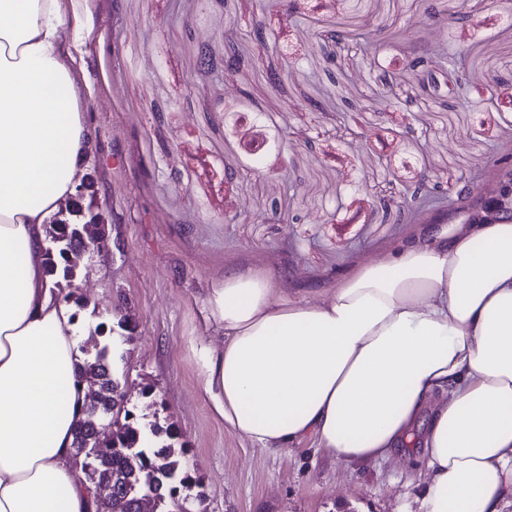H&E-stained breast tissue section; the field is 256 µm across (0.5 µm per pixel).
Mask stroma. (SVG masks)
Segmentation results:
<instances>
[{
    "instance_id": "1",
    "label": "stroma",
    "mask_w": 512,
    "mask_h": 512,
    "mask_svg": "<svg viewBox=\"0 0 512 512\" xmlns=\"http://www.w3.org/2000/svg\"><path fill=\"white\" fill-rule=\"evenodd\" d=\"M60 0L78 11L69 61L85 105L96 200L120 246L79 281L78 344L131 311L117 371L145 423L167 427L206 512H415L422 448L342 467L307 437L279 453L225 429L195 354L219 346L202 306L229 275L294 299L420 239L426 217L512 163V0ZM442 29L458 51L434 97L407 70ZM254 106L224 126V60ZM292 144L251 171L243 130Z\"/></svg>"
}]
</instances>
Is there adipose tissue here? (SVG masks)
<instances>
[{
  "instance_id": "adipose-tissue-1",
  "label": "adipose tissue",
  "mask_w": 512,
  "mask_h": 512,
  "mask_svg": "<svg viewBox=\"0 0 512 512\" xmlns=\"http://www.w3.org/2000/svg\"><path fill=\"white\" fill-rule=\"evenodd\" d=\"M67 24L58 0H0V512H93L75 322L42 251L89 161ZM203 304L222 344L196 351L202 390L228 430L273 453L311 436L340 465L418 437V512L512 494V222L449 225L328 295L230 275Z\"/></svg>"
}]
</instances>
